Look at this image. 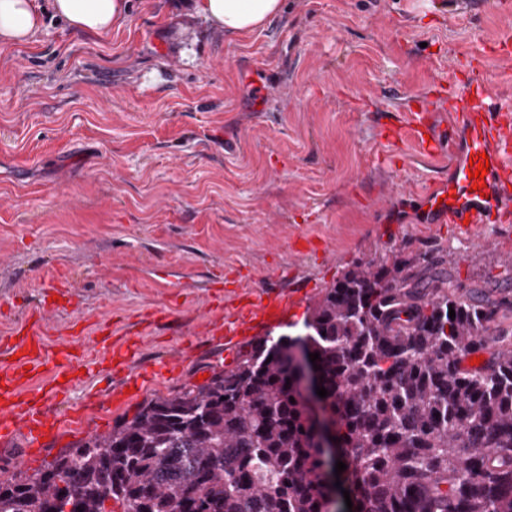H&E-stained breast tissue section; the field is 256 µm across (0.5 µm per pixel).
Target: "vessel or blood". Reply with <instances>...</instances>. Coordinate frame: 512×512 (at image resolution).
<instances>
[{
  "label": "vessel or blood",
  "instance_id": "b4317fda",
  "mask_svg": "<svg viewBox=\"0 0 512 512\" xmlns=\"http://www.w3.org/2000/svg\"><path fill=\"white\" fill-rule=\"evenodd\" d=\"M464 67L472 72L467 82L453 83L447 95L409 107L407 123L385 121L383 133L389 140L412 141L422 156L447 155V179L417 195L419 221L452 224L471 237L482 225L512 222V100L499 99L484 71L474 70L472 61H465ZM481 153L488 155L490 169L484 190L477 191L468 170L471 158ZM291 299V293L281 289L244 293L224 321L209 323L208 336L233 352L247 332L277 323ZM49 329L38 308L0 338L1 446H10L20 436L27 448L39 447L41 440L79 425L82 407L122 397L127 389L144 386L147 377L170 370L165 363L131 370L133 346L107 338L81 355L65 345L50 348L43 341ZM82 369L90 374L107 370L110 390L87 393L82 407L57 412L58 397L69 390L63 375Z\"/></svg>",
  "mask_w": 512,
  "mask_h": 512
}]
</instances>
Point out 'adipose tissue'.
Returning a JSON list of instances; mask_svg holds the SVG:
<instances>
[{"label":"adipose tissue","instance_id":"1","mask_svg":"<svg viewBox=\"0 0 512 512\" xmlns=\"http://www.w3.org/2000/svg\"><path fill=\"white\" fill-rule=\"evenodd\" d=\"M56 15L88 34L104 35L127 17L126 0H53ZM192 8L210 26L233 37L263 27L283 8L282 0H192ZM43 17L36 0H0V46L28 43Z\"/></svg>","mask_w":512,"mask_h":512}]
</instances>
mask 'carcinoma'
I'll return each instance as SVG.
<instances>
[{
  "instance_id": "1",
  "label": "carcinoma",
  "mask_w": 512,
  "mask_h": 512,
  "mask_svg": "<svg viewBox=\"0 0 512 512\" xmlns=\"http://www.w3.org/2000/svg\"><path fill=\"white\" fill-rule=\"evenodd\" d=\"M499 294L460 284L441 255H396L353 266L292 324L320 354L352 512H512V288ZM489 335V365L462 368ZM294 347L262 340L210 383L0 481V512H332Z\"/></svg>"
}]
</instances>
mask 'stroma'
I'll return each instance as SVG.
<instances>
[{
    "label": "stroma",
    "mask_w": 512,
    "mask_h": 512,
    "mask_svg": "<svg viewBox=\"0 0 512 512\" xmlns=\"http://www.w3.org/2000/svg\"><path fill=\"white\" fill-rule=\"evenodd\" d=\"M39 3L34 42L0 48V336L61 281L73 303L49 310L48 343L134 331L139 362L179 367L39 457L1 450L0 480L232 368L218 345L183 354L223 318L215 294L301 292L275 336L353 265L393 255L438 250L463 284H512V236L495 225L466 239L416 222L407 197L448 161L392 148L379 122L441 94L467 55L512 99V0H284L243 38L191 0H128L103 36Z\"/></svg>",
    "instance_id": "35a3bbf8"
}]
</instances>
